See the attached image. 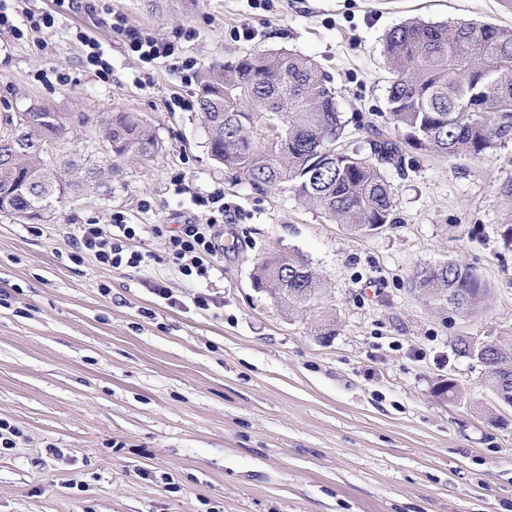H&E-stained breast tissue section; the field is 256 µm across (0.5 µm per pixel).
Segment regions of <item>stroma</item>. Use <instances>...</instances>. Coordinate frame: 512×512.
Wrapping results in <instances>:
<instances>
[{"mask_svg":"<svg viewBox=\"0 0 512 512\" xmlns=\"http://www.w3.org/2000/svg\"><path fill=\"white\" fill-rule=\"evenodd\" d=\"M7 5L55 24L19 41L0 31V122L45 105L68 124L55 157H80L98 153L100 117L135 112L160 150L120 161L111 193L68 198L37 227L0 213V420L19 430L0 447V512H512V410L453 350L459 336L512 338V142L479 163L407 153L386 171L396 223L356 234L217 165L196 81L168 59L142 65L103 22L122 12L202 68L282 48L311 57L345 120L384 126L388 30L412 17L512 28V0H198L165 16L142 0H97L93 15ZM82 33L109 81L83 68ZM52 70L69 82L41 79ZM217 190L231 215L209 278L180 274L146 230L128 243L150 256L139 269L73 256L78 225L203 224L194 199ZM272 250L306 260L320 308L288 313L254 286ZM446 260L482 276L480 310L441 311L409 289L416 267ZM201 293L208 309L193 305ZM446 379L460 398L436 396Z\"/></svg>","mask_w":512,"mask_h":512,"instance_id":"stroma-1","label":"stroma"}]
</instances>
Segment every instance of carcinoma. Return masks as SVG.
I'll return each instance as SVG.
<instances>
[{"instance_id":"obj_1","label":"carcinoma","mask_w":512,"mask_h":512,"mask_svg":"<svg viewBox=\"0 0 512 512\" xmlns=\"http://www.w3.org/2000/svg\"><path fill=\"white\" fill-rule=\"evenodd\" d=\"M391 74L387 109L393 131L358 125L368 150L347 147L337 90L311 59L287 50L234 56L198 75V105L212 159L258 192L289 190L350 231L368 234L393 223L395 191L385 167L408 150L484 159L512 141V28L411 20L384 38ZM278 115L275 145L263 133ZM67 130L61 116L34 105L0 129V212L41 221L75 193L111 189L115 161L149 158L155 135L133 112L103 122L102 159L86 166L49 156ZM256 287L285 310L323 301L306 261L277 251L254 269ZM411 288L432 304L474 312L489 293L473 267L456 261L417 268ZM457 355L484 367L485 384L512 393V339L460 336Z\"/></svg>"}]
</instances>
